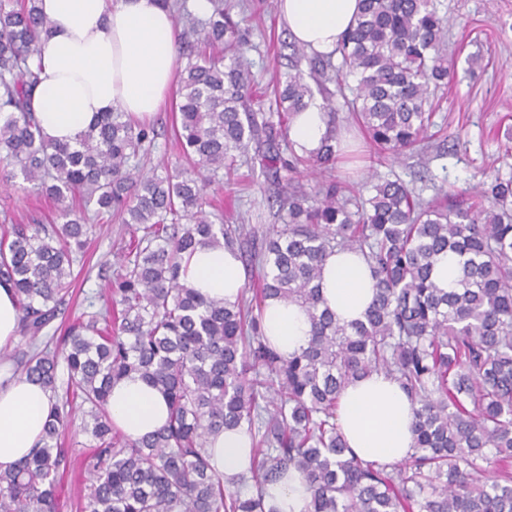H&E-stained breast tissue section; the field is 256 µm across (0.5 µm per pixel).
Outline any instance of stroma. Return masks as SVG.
Returning <instances> with one entry per match:
<instances>
[{"instance_id": "35a3bbf8", "label": "stroma", "mask_w": 512, "mask_h": 512, "mask_svg": "<svg viewBox=\"0 0 512 512\" xmlns=\"http://www.w3.org/2000/svg\"><path fill=\"white\" fill-rule=\"evenodd\" d=\"M234 18L250 31L252 77L268 90L285 64L268 51L270 40L284 37L287 24L278 0H227ZM440 14L449 19L445 49L452 78L433 121L437 134L425 140L418 152L370 162L367 155L340 160L336 177L345 180L344 193L365 200L376 183L401 180L423 199L472 188L488 170L512 175V0H433ZM173 104H166L152 122L158 148L146 169L163 173L179 162L172 139ZM276 186L267 184L260 172L240 166L232 182L220 193L224 221L256 230L277 223L273 204ZM58 205L36 187L22 184L0 186V220L27 224L31 219L51 223ZM130 229L112 219L89 237L85 262L75 265L74 292L64 305L68 316L100 309L104 282L102 270L117 266L119 248Z\"/></svg>"}]
</instances>
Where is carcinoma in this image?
I'll use <instances>...</instances> for the list:
<instances>
[{
  "label": "carcinoma",
  "mask_w": 512,
  "mask_h": 512,
  "mask_svg": "<svg viewBox=\"0 0 512 512\" xmlns=\"http://www.w3.org/2000/svg\"><path fill=\"white\" fill-rule=\"evenodd\" d=\"M159 2L178 36L172 136L188 159L163 177L144 171L154 129L118 108L76 145L44 135L31 100L51 22L38 0H0V183L37 184L60 204V223L11 224L0 235V284L11 286L18 333L33 347L18 375L52 400L39 445L0 472V512H59L72 465L60 442L61 365L65 403L81 399L91 418L79 512H278L265 489L292 469L310 492L308 512H512V471L481 480L486 466L512 458V176L430 202L387 179L354 211L334 178L316 198L291 184L299 167L332 172L341 159L333 126L313 154L288 139L318 96L329 112L341 96L379 158L427 138L435 91L448 86L445 19L431 0H362L331 54L288 44V72L266 104L248 29L224 0H209L202 15L187 0ZM242 163L285 185L283 223L265 229L256 276L237 300L215 301L181 281L182 261L198 245L234 252L255 236L215 223L206 197ZM106 215L131 235L103 309L37 344ZM335 250L360 254L373 274V299L350 324L321 292ZM447 253L461 258L459 287L448 291L434 280ZM272 300L307 312L301 351L283 354L265 335ZM373 372L413 404V453L401 463L359 458L336 422L344 388ZM130 376L169 407L166 423L136 440L108 409L112 387ZM238 429L250 440L249 465L227 480L210 463L209 438Z\"/></svg>",
  "instance_id": "obj_1"
}]
</instances>
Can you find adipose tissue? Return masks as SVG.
<instances>
[{
    "label": "adipose tissue",
    "mask_w": 512,
    "mask_h": 512,
    "mask_svg": "<svg viewBox=\"0 0 512 512\" xmlns=\"http://www.w3.org/2000/svg\"><path fill=\"white\" fill-rule=\"evenodd\" d=\"M292 39L314 54L331 52L353 24L360 0H280ZM53 22L41 59V82L32 107L45 134L72 143L103 112L121 108L139 118L155 114L165 101L177 61L174 22L158 0H41ZM327 134L326 116L312 105L292 122L288 135L298 151H317ZM183 281L215 300L235 301L247 273L232 252L199 246L183 264ZM321 291L343 323L363 318L373 295L371 270L354 253L330 254L322 269ZM264 329L286 353L305 348L310 337L306 311L296 304L269 302ZM108 407L112 421L137 439L163 426L166 399L140 378L114 385ZM51 415L49 395L23 378L0 386V469L14 466L39 441ZM338 424L362 459L400 462L414 446L413 405L390 378L373 373L342 392ZM250 443L237 431L211 445L210 462L232 478L247 466ZM267 500L278 512H306L309 494L297 472L269 486Z\"/></svg>",
    "instance_id": "obj_1"
}]
</instances>
